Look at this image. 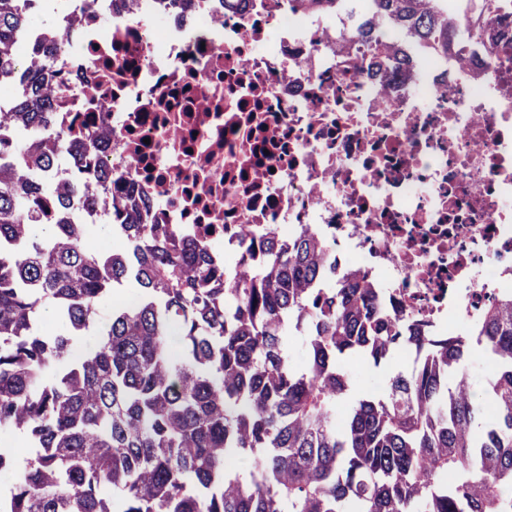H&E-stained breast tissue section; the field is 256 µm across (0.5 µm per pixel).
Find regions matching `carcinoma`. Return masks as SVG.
<instances>
[{
	"label": "carcinoma",
	"instance_id": "obj_1",
	"mask_svg": "<svg viewBox=\"0 0 512 512\" xmlns=\"http://www.w3.org/2000/svg\"><path fill=\"white\" fill-rule=\"evenodd\" d=\"M46 0H0V84L28 76V93L0 107V431L37 448L0 512H512V294L494 300L460 336H431L393 315L359 270L333 276L335 245L311 224L282 241L273 228L224 225L230 264L177 224H147L144 193L131 206L106 192L86 204L111 222L110 253L85 245L88 227L57 214L70 204V152L51 126L68 78L45 75L76 38L21 54L18 39L47 24ZM350 0H289L331 17ZM336 54L362 79L410 71L412 46L448 54L481 31L512 43L500 0H369ZM112 144L90 131L83 151ZM128 299L94 346L78 350L100 305ZM64 333L45 336L46 311ZM404 345L423 355L383 395L344 411V363L385 367ZM480 348L491 372L466 370Z\"/></svg>",
	"mask_w": 512,
	"mask_h": 512
}]
</instances>
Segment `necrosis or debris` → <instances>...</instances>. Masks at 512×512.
Returning <instances> with one entry per match:
<instances>
[{"instance_id": "1", "label": "necrosis or debris", "mask_w": 512, "mask_h": 512, "mask_svg": "<svg viewBox=\"0 0 512 512\" xmlns=\"http://www.w3.org/2000/svg\"><path fill=\"white\" fill-rule=\"evenodd\" d=\"M82 30L56 69L68 72L52 126L70 144L92 97L109 112L108 163L121 188L156 191L153 224H182L233 262L228 224L294 237L314 224L336 244V273L362 267L405 318L451 336L512 292V47L474 69L428 51L383 87L352 78L326 33L353 25L293 11L288 0H65L55 24ZM136 155L135 170L125 160ZM61 213L93 225L81 201L98 162Z\"/></svg>"}]
</instances>
